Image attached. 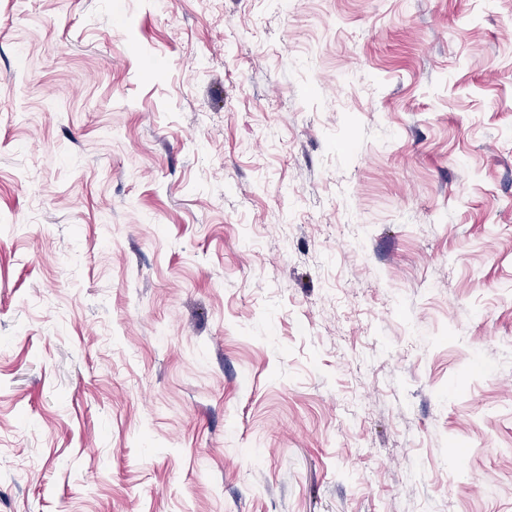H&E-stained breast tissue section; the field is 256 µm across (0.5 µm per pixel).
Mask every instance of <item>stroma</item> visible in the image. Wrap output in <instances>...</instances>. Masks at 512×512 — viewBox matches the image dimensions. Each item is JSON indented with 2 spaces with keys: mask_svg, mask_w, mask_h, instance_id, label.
Returning <instances> with one entry per match:
<instances>
[{
  "mask_svg": "<svg viewBox=\"0 0 512 512\" xmlns=\"http://www.w3.org/2000/svg\"><path fill=\"white\" fill-rule=\"evenodd\" d=\"M0 512H512V0H0Z\"/></svg>",
  "mask_w": 512,
  "mask_h": 512,
  "instance_id": "1",
  "label": "stroma"
}]
</instances>
